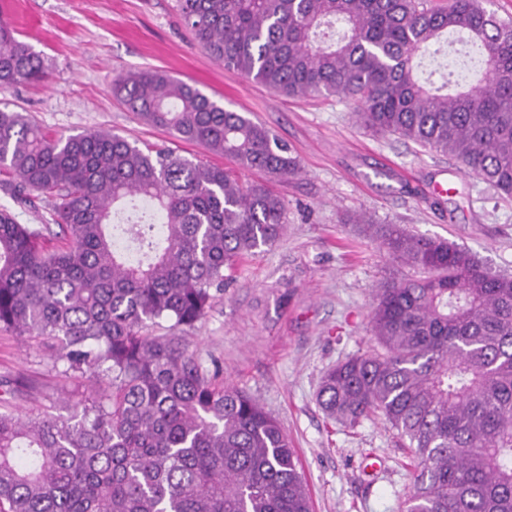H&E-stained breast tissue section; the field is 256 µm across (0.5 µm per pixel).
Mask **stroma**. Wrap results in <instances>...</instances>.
<instances>
[{
	"label": "stroma",
	"mask_w": 512,
	"mask_h": 512,
	"mask_svg": "<svg viewBox=\"0 0 512 512\" xmlns=\"http://www.w3.org/2000/svg\"><path fill=\"white\" fill-rule=\"evenodd\" d=\"M20 40L39 54L48 78L0 92V109L27 115L51 134L108 130L173 150L193 161L224 157L144 123L113 92L115 76L160 69L225 108L268 127L300 170L242 182H270L286 207L278 242L250 258L190 330L192 349L214 383L257 399L287 433L304 474L311 512H402L413 465L393 430L378 419L353 428L328 420L321 376L347 358L377 349L370 319L387 281L417 279L367 232L360 217L445 239L492 272L512 275V198L458 161L363 128L336 96L288 97L224 69L184 24L177 0H0ZM0 172V210L20 224L53 221L52 197H17ZM12 405L34 416L67 414L90 384L48 350L0 329V379Z\"/></svg>",
	"instance_id": "stroma-1"
}]
</instances>
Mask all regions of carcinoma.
<instances>
[{"label":"carcinoma","mask_w":512,"mask_h":512,"mask_svg":"<svg viewBox=\"0 0 512 512\" xmlns=\"http://www.w3.org/2000/svg\"><path fill=\"white\" fill-rule=\"evenodd\" d=\"M224 68L286 96H341L366 127L460 161L512 194V22L482 0H179ZM346 31L327 42V30ZM467 34L484 84L441 94L418 52ZM41 58L0 18V91L40 81ZM113 91L146 123L227 159L222 167L100 130L55 137L0 110L11 191L45 193L67 237L0 212V328L56 343L97 384L68 415L24 417L0 399V512H310L288 435L248 393L212 382L181 332L226 272L272 247L283 200L237 171L287 178L288 146L241 112L152 69ZM369 225L420 279L380 286L379 349L322 376L318 402L350 427L380 418L415 462L404 512H512V277L442 239ZM169 333L153 334L161 322Z\"/></svg>","instance_id":"obj_1"}]
</instances>
